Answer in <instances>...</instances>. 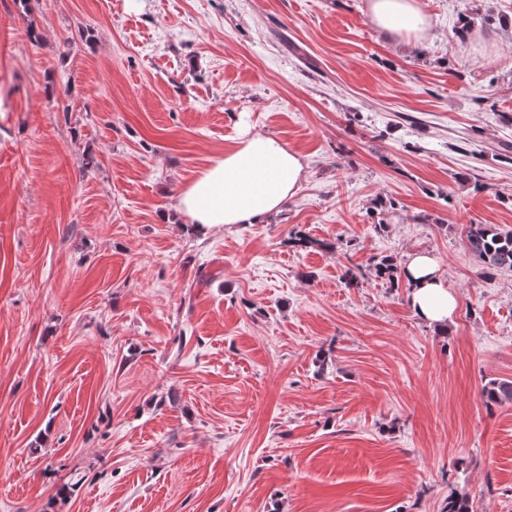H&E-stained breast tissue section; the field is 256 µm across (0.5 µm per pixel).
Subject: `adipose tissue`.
Instances as JSON below:
<instances>
[{"label":"adipose tissue","mask_w":512,"mask_h":512,"mask_svg":"<svg viewBox=\"0 0 512 512\" xmlns=\"http://www.w3.org/2000/svg\"><path fill=\"white\" fill-rule=\"evenodd\" d=\"M369 14L378 28L392 35L418 41L429 36L430 24L417 0H369ZM304 177L298 152L272 136L246 131L182 188L179 207L200 232L226 224H256L279 211ZM404 269L414 313L432 324L448 323L457 301L434 259L416 254Z\"/></svg>","instance_id":"obj_1"}]
</instances>
